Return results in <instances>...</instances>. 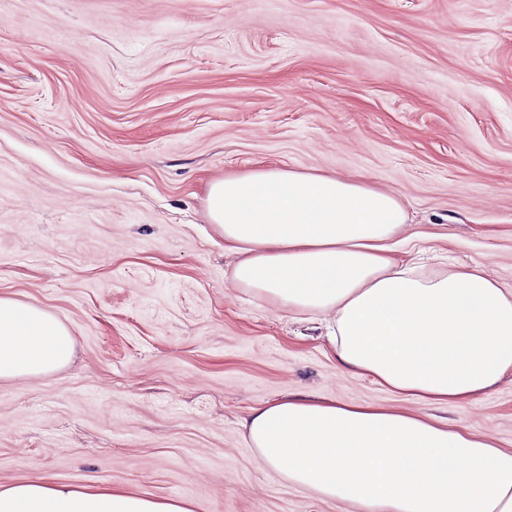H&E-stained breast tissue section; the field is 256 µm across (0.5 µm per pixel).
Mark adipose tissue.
I'll return each instance as SVG.
<instances>
[{
    "label": "adipose tissue",
    "instance_id": "1",
    "mask_svg": "<svg viewBox=\"0 0 512 512\" xmlns=\"http://www.w3.org/2000/svg\"><path fill=\"white\" fill-rule=\"evenodd\" d=\"M209 219L236 256L233 283L288 312L333 317L338 363L408 401L464 404L512 374V289L481 261L415 273L392 239L408 214L357 179L262 166L211 179ZM70 329L0 297V380L67 365ZM265 466L358 512H512V452L418 412L290 395L242 423ZM0 512H193L106 485L45 478L0 487Z\"/></svg>",
    "mask_w": 512,
    "mask_h": 512
}]
</instances>
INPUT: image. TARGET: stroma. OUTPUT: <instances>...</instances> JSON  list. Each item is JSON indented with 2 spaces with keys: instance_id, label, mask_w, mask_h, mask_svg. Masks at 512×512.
<instances>
[{
  "instance_id": "obj_1",
  "label": "stroma",
  "mask_w": 512,
  "mask_h": 512,
  "mask_svg": "<svg viewBox=\"0 0 512 512\" xmlns=\"http://www.w3.org/2000/svg\"><path fill=\"white\" fill-rule=\"evenodd\" d=\"M273 164L405 202L424 273L512 288V0H0V296L72 360L0 382V485H111L195 512H352L261 464L288 395L402 408L329 319L235 287L209 179ZM512 450V375L419 405Z\"/></svg>"
}]
</instances>
